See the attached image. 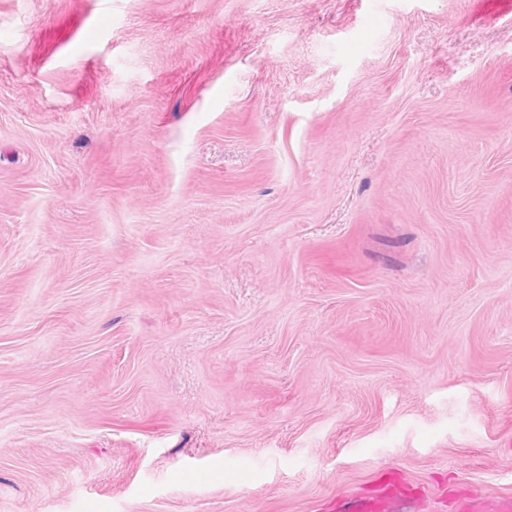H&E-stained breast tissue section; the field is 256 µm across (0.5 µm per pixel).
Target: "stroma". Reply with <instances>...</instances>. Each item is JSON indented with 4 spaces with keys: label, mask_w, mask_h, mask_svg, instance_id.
I'll return each instance as SVG.
<instances>
[{
    "label": "stroma",
    "mask_w": 512,
    "mask_h": 512,
    "mask_svg": "<svg viewBox=\"0 0 512 512\" xmlns=\"http://www.w3.org/2000/svg\"><path fill=\"white\" fill-rule=\"evenodd\" d=\"M512 493V0H0V512Z\"/></svg>",
    "instance_id": "obj_1"
}]
</instances>
